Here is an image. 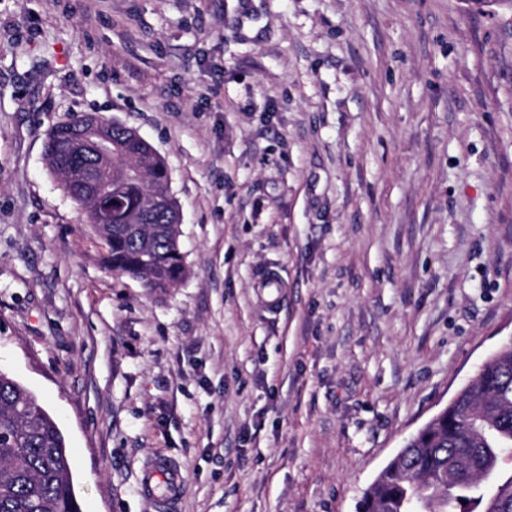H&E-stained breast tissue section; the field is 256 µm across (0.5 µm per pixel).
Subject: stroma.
<instances>
[{"label":"stroma","mask_w":512,"mask_h":512,"mask_svg":"<svg viewBox=\"0 0 512 512\" xmlns=\"http://www.w3.org/2000/svg\"><path fill=\"white\" fill-rule=\"evenodd\" d=\"M83 113L164 160L186 276L110 271L44 160ZM512 339V6L0 0V369L82 512H357ZM183 476L180 470L167 459H158L149 467L142 481L143 493L153 501L158 510H168L178 496ZM160 489H163L160 492Z\"/></svg>","instance_id":"obj_1"}]
</instances>
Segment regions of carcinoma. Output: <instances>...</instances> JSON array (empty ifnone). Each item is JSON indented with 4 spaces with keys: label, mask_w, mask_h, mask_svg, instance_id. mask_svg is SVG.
Wrapping results in <instances>:
<instances>
[{
    "label": "carcinoma",
    "mask_w": 512,
    "mask_h": 512,
    "mask_svg": "<svg viewBox=\"0 0 512 512\" xmlns=\"http://www.w3.org/2000/svg\"><path fill=\"white\" fill-rule=\"evenodd\" d=\"M74 118L48 134L44 155L66 193L86 209L103 238L113 272L143 281L152 292L178 286L186 275L177 203L168 169L149 143L112 127V157L102 163L100 191L122 206L105 217L68 182L61 146ZM512 346L498 350L404 453L376 476L362 512H512ZM0 512H82L71 480L62 432L35 397L0 370Z\"/></svg>",
    "instance_id": "obj_1"
}]
</instances>
